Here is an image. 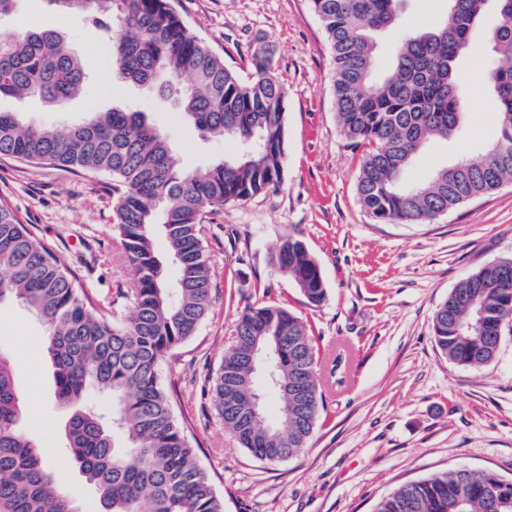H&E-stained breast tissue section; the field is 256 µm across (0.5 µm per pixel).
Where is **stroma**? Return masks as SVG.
Masks as SVG:
<instances>
[{
    "instance_id": "1",
    "label": "stroma",
    "mask_w": 512,
    "mask_h": 512,
    "mask_svg": "<svg viewBox=\"0 0 512 512\" xmlns=\"http://www.w3.org/2000/svg\"><path fill=\"white\" fill-rule=\"evenodd\" d=\"M188 28L223 57L247 67L260 43L276 51L286 87L287 157L278 189L226 205L213 217L204 245L213 270L208 316L161 368L173 413L188 427L197 461L224 512H372L400 485L459 468L512 480V335L495 360L474 370L448 362L432 320L457 282L512 258V183L425 224L378 223L361 208L357 181L363 150L342 135L333 98L334 68L322 23L309 0H174ZM448 0H403L398 28L379 34L373 76L391 67L398 41L439 24ZM497 24L487 9L470 37L459 77L468 89L456 135L428 143L406 171V183L428 179L462 157L485 153L498 118L487 83L473 80L498 56ZM62 32L90 81L84 93L50 106L39 99L1 100V110L27 121L60 125L119 105L144 111L173 141L181 165L197 167L234 153L230 140H205L171 99L122 83L104 92L98 62L111 41L78 14L23 0L0 21V39L32 26ZM107 176L0 159V198L7 200L102 307L113 288H134L127 258L112 232ZM299 236L322 272L326 298L311 304L271 264L279 243ZM271 297L307 320L323 350L319 372L327 420L301 454L261 461L225 431L207 374L217 372L247 305ZM0 348L12 360L26 407L24 430L81 504L93 492L67 447L69 414L57 407L45 330L15 300L0 301ZM38 364H31V356Z\"/></svg>"
}]
</instances>
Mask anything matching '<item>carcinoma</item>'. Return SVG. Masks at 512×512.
<instances>
[{"label":"carcinoma","mask_w":512,"mask_h":512,"mask_svg":"<svg viewBox=\"0 0 512 512\" xmlns=\"http://www.w3.org/2000/svg\"><path fill=\"white\" fill-rule=\"evenodd\" d=\"M102 31L122 29L102 67L115 79L148 85L171 98L204 137L255 141L253 154L236 153L205 166L180 167L169 139L145 113L90 112L61 127L36 126L19 112L0 111V157L101 173L110 180L112 229L132 266L137 288L116 286L123 310L107 314L63 266L51 244L0 199V301L23 303L45 326L55 367V399L69 410L66 437L98 512H224L197 462L159 375L160 365L193 337L208 313L213 278L204 247L209 218L281 184L286 158V96L273 50L254 49L249 68L224 58L193 34L173 0H50ZM400 0H310L334 63L336 118L344 137L366 147L357 182L361 207L374 220L429 223L464 202L512 181V0H494L491 33L506 59L490 68L498 133L488 150L445 166L407 186L403 175L427 143L457 130L465 106L458 63L488 0H448L437 26L402 39L380 83L372 78L375 35L393 29ZM86 72L63 33L34 27L0 40V99L35 97L56 105L81 93ZM166 254L155 249L156 233ZM275 265L317 305L326 297L320 267L305 242L290 235ZM176 271L169 277L168 266ZM512 258L462 278L436 310L432 332L448 362L474 369L491 362L476 329L511 334ZM276 353L275 377L293 383L269 421L243 413L255 388L242 354L255 340ZM319 348L312 326L272 303L246 307L236 339L215 377V407L254 457L271 448L270 464L307 448L325 410L317 379ZM92 389L112 395L100 412ZM23 405L9 356L0 349V512H83L74 492L57 480L40 449L20 428ZM374 512H512V481L485 472H445L407 482L375 504Z\"/></svg>","instance_id":"1"}]
</instances>
